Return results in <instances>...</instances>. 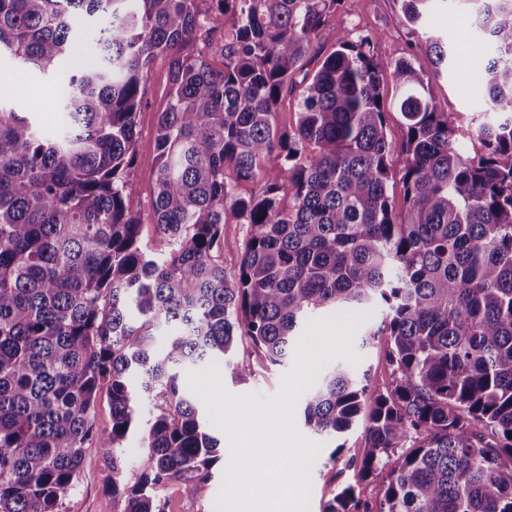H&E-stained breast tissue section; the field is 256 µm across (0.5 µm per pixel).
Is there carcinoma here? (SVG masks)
Wrapping results in <instances>:
<instances>
[{
	"label": "carcinoma",
	"mask_w": 512,
	"mask_h": 512,
	"mask_svg": "<svg viewBox=\"0 0 512 512\" xmlns=\"http://www.w3.org/2000/svg\"><path fill=\"white\" fill-rule=\"evenodd\" d=\"M210 2L0 0V58L13 62L0 85L24 69L66 84L50 139L0 105V512H62L93 439L112 454L103 512H165L175 482L198 498L219 440L182 373L243 341L281 365L311 319L359 309L383 311L364 340L385 337L393 380L370 401L337 363L306 395L321 438L366 422L356 484L324 512H512V0H460L484 34L495 114L466 132L410 58L385 97L371 38L339 32L346 0ZM400 2L413 25L434 0ZM228 14L234 30L215 37ZM325 29L329 53L314 49ZM412 49L438 72L457 53L449 33ZM157 59L171 88L146 223L125 198ZM471 137L472 158L459 147ZM228 214L247 227L233 269ZM147 226L166 250L142 249ZM103 391L112 429L99 434ZM383 471L362 499L356 485Z\"/></svg>",
	"instance_id": "1"
}]
</instances>
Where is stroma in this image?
Instances as JSON below:
<instances>
[{
  "mask_svg": "<svg viewBox=\"0 0 512 512\" xmlns=\"http://www.w3.org/2000/svg\"><path fill=\"white\" fill-rule=\"evenodd\" d=\"M343 28L349 38L359 33H368L375 46L377 59L386 76L384 91L393 94L394 84L390 77L394 63L402 58L414 57L417 66L431 70L429 58L413 55L412 45L419 31L433 34L452 32L456 38L476 40L478 31L471 26L464 9L457 6H437L425 17L421 29L407 24L397 0H348L347 12L343 16ZM438 98L441 108L451 115L456 125L475 126L482 120L487 109L479 81L471 76L460 77L455 71L441 73L438 77ZM53 84L36 71L27 72L18 85L14 96L4 98L1 103L19 112L36 113L45 137H52L62 120L61 113L49 108L50 91ZM170 90L168 64L156 60L149 68L145 86V103L139 114L137 137V165L128 189L127 205L142 218H149L154 185L149 172L155 163V125L157 114L166 103ZM353 348L358 356L353 368L368 375V395L376 397L390 385L393 374L387 363L388 344L378 336L364 341L355 336ZM250 366V376L237 378L234 369L240 365ZM296 365L288 360L280 366L270 365L262 353L250 344H242L233 358L218 365L221 384L232 396L255 395L260 399L279 396L284 388L286 376ZM321 449L311 471V493L309 512H322L325 504L347 483L352 482L353 460L359 459L367 446L363 425L337 437L320 442ZM228 459H220L210 470L211 478L200 498H186L179 484H169L163 491L166 512H214L215 502L222 486ZM112 483V457L99 448L97 442H89L84 450L81 473L75 490L64 500L63 512H101L106 489Z\"/></svg>",
  "mask_w": 512,
  "mask_h": 512,
  "instance_id": "1",
  "label": "stroma"
}]
</instances>
